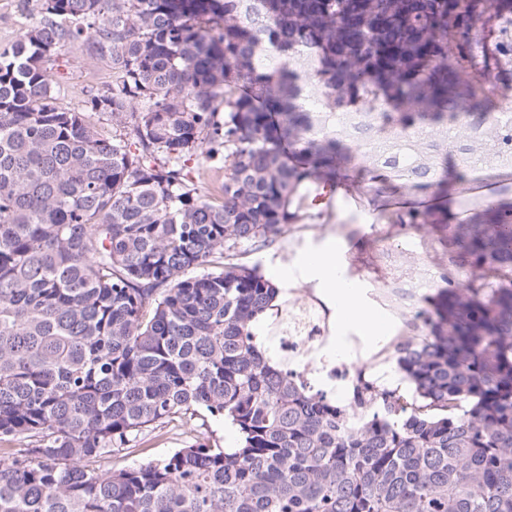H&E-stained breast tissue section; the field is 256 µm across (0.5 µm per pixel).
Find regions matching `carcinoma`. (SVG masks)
<instances>
[{"instance_id": "cac0c4a2", "label": "carcinoma", "mask_w": 512, "mask_h": 512, "mask_svg": "<svg viewBox=\"0 0 512 512\" xmlns=\"http://www.w3.org/2000/svg\"><path fill=\"white\" fill-rule=\"evenodd\" d=\"M25 0L0 49V512H512V208L435 224L450 276L396 345L409 388L364 374L348 403L256 344L274 288L227 263L287 231L311 171L350 169L345 138L297 104L405 108L404 129L462 127L493 90L458 78L474 18L512 0ZM85 42L112 89L60 103L47 62ZM275 54L282 64L260 71ZM103 120L117 126L99 130ZM224 145V181L186 167ZM361 150L360 167L389 186ZM237 448L191 444L117 471L151 432L202 413ZM83 460L80 467L75 461Z\"/></svg>"}]
</instances>
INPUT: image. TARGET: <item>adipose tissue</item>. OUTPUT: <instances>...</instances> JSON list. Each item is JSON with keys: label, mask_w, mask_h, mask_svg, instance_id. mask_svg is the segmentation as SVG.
I'll list each match as a JSON object with an SVG mask.
<instances>
[{"label": "adipose tissue", "mask_w": 512, "mask_h": 512, "mask_svg": "<svg viewBox=\"0 0 512 512\" xmlns=\"http://www.w3.org/2000/svg\"><path fill=\"white\" fill-rule=\"evenodd\" d=\"M267 275L276 290L273 303L279 307L287 304L291 284L300 280L314 284L321 298L338 312L337 343H345V334L352 328L372 340L380 335L381 323L375 312L361 302L336 260L335 236H326L320 247L299 248L277 259L268 267Z\"/></svg>", "instance_id": "adipose-tissue-1"}]
</instances>
